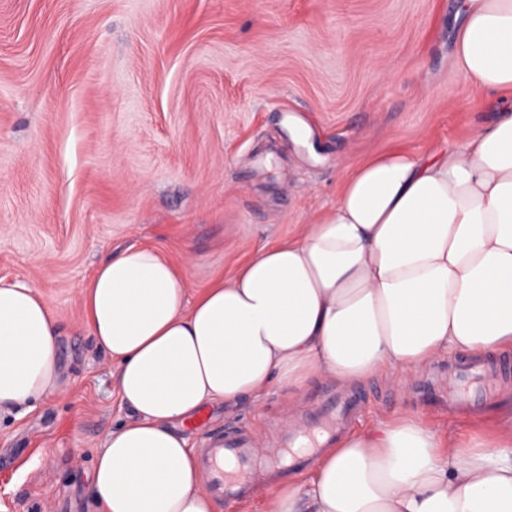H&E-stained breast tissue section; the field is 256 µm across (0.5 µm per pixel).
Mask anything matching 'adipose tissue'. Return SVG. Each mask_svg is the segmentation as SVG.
Returning <instances> with one entry per match:
<instances>
[{
    "instance_id": "1",
    "label": "adipose tissue",
    "mask_w": 512,
    "mask_h": 512,
    "mask_svg": "<svg viewBox=\"0 0 512 512\" xmlns=\"http://www.w3.org/2000/svg\"><path fill=\"white\" fill-rule=\"evenodd\" d=\"M454 60L504 113L460 145L389 149L332 209L188 297L183 268L130 245L81 287L79 326L131 412L95 459L98 512H216L180 423L214 404L297 397L312 375L397 383L456 351L512 348V0H460ZM57 315L0 279V409L63 389ZM264 512H512V423L459 447L420 413L330 439Z\"/></svg>"
}]
</instances>
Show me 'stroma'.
Segmentation results:
<instances>
[{
    "mask_svg": "<svg viewBox=\"0 0 512 512\" xmlns=\"http://www.w3.org/2000/svg\"><path fill=\"white\" fill-rule=\"evenodd\" d=\"M458 0H0V278L33 284L56 312L64 390L0 413V512H95L94 459L128 417L114 368L77 328L79 289L129 245L184 264L189 293L335 206L345 176L390 148L459 144L500 112L453 61ZM313 132L293 142L292 123ZM512 351L491 400L449 413L436 376L474 363L451 353L407 391L379 373L348 387L314 377L300 404L206 409L188 435L239 430L261 448L316 427L336 399L342 430L417 411L439 433L491 438L512 410ZM300 460L257 476L308 475Z\"/></svg>",
    "mask_w": 512,
    "mask_h": 512,
    "instance_id": "stroma-1",
    "label": "stroma"
}]
</instances>
